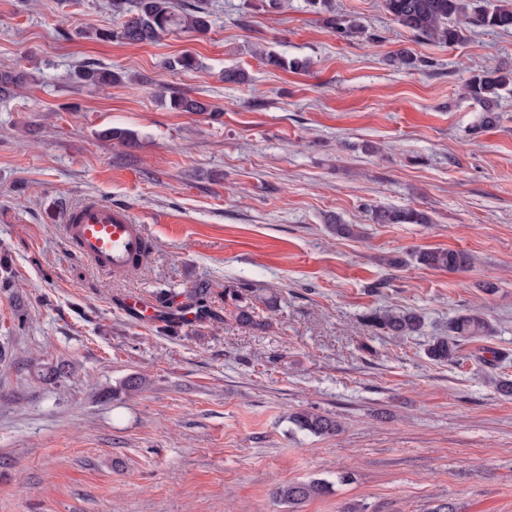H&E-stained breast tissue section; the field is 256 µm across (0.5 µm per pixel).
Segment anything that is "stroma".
Returning <instances> with one entry per match:
<instances>
[{
    "label": "stroma",
    "mask_w": 512,
    "mask_h": 512,
    "mask_svg": "<svg viewBox=\"0 0 512 512\" xmlns=\"http://www.w3.org/2000/svg\"><path fill=\"white\" fill-rule=\"evenodd\" d=\"M330 4L208 0L206 34L129 44L92 36L116 26L112 0H0V68L33 75L0 99V512H512V397L495 387L512 380V97L476 138L480 108L462 97L474 73L512 68V32L448 46L411 37L382 0ZM331 13L361 33L335 32ZM65 21L78 34L60 36ZM405 49L420 67L394 65ZM185 52L196 69L163 68ZM89 63L123 82L76 84ZM235 67L247 82H225ZM179 96L208 109L176 111ZM112 127L133 144L104 138ZM87 197L143 225L138 271L101 275L65 245ZM374 206L431 221L375 224ZM331 215L359 235L332 234ZM437 247L472 268L416 263ZM202 284L219 320L173 330L125 312L128 296L183 305ZM380 307L415 310L420 333H376L363 317ZM471 309L496 334L431 361ZM303 410L340 431H300ZM310 479L329 493L271 495ZM417 264L441 272H466L472 266V257L460 250L430 248L415 252ZM330 483L322 479L289 482L276 485L272 489V496L288 505H300L308 500L327 494Z\"/></svg>",
    "instance_id": "obj_1"
}]
</instances>
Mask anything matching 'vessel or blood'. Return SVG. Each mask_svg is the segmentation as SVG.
<instances>
[{
  "label": "vessel or blood",
  "instance_id": "1",
  "mask_svg": "<svg viewBox=\"0 0 512 512\" xmlns=\"http://www.w3.org/2000/svg\"><path fill=\"white\" fill-rule=\"evenodd\" d=\"M68 247L105 274L130 271L147 241L129 209L89 199L71 210L64 224Z\"/></svg>",
  "mask_w": 512,
  "mask_h": 512
}]
</instances>
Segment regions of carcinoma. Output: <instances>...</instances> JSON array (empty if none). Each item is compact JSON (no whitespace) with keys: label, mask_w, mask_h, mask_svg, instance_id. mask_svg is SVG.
<instances>
[{"label":"carcinoma","mask_w":512,"mask_h":512,"mask_svg":"<svg viewBox=\"0 0 512 512\" xmlns=\"http://www.w3.org/2000/svg\"><path fill=\"white\" fill-rule=\"evenodd\" d=\"M386 12L414 38L454 45L465 41L466 35L457 20L463 19L469 27L508 31L512 30V0H383ZM208 11L204 0L178 11L173 0H138L136 9L122 11L115 29L95 32L99 37H112L131 44L152 43L173 29L204 34L208 31ZM198 62L185 53L165 62L171 70H192ZM79 83L86 86L120 83L123 74L95 64L82 66L76 73ZM30 82L24 70L0 69V96H9ZM512 94V69H486L474 74L464 85L462 96L480 106L477 124L471 127L478 134L499 124L500 102ZM374 224H429L425 212L414 208L376 207L371 210ZM415 261L441 272H466L472 266V257L460 250L430 248L415 252ZM369 327L394 337L413 336L423 326L422 317L409 310L376 308L364 316ZM495 327L485 313L469 310L448 321V333L434 337L427 348V356L439 363L454 362L458 358L460 342L466 339L493 335ZM302 431L313 436H331L339 431L333 418L310 411H299L290 416ZM330 483L322 479L289 482L272 489V496L296 506L327 494Z\"/></svg>","instance_id":"1"}]
</instances>
